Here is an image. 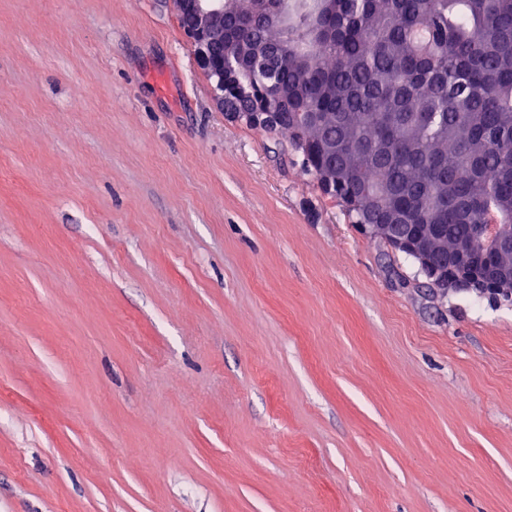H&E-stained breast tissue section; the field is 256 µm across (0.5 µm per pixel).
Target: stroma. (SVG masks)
Listing matches in <instances>:
<instances>
[{"label":"stroma","instance_id":"35a3bbf8","mask_svg":"<svg viewBox=\"0 0 512 512\" xmlns=\"http://www.w3.org/2000/svg\"><path fill=\"white\" fill-rule=\"evenodd\" d=\"M213 86L175 0H0V512H512V305Z\"/></svg>","mask_w":512,"mask_h":512}]
</instances>
